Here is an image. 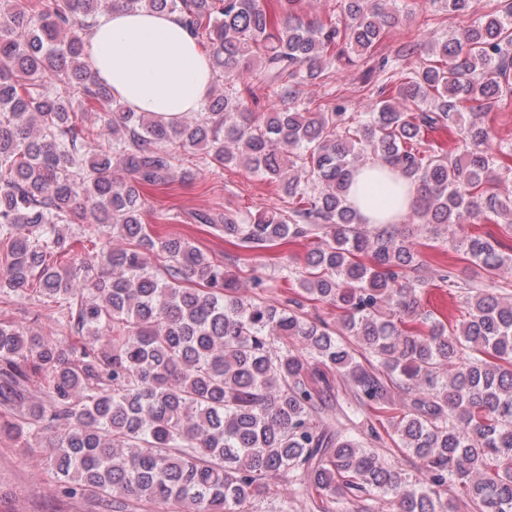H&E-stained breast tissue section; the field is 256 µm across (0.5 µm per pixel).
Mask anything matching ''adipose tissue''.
<instances>
[{
    "instance_id": "ef3b65f1",
    "label": "adipose tissue",
    "mask_w": 512,
    "mask_h": 512,
    "mask_svg": "<svg viewBox=\"0 0 512 512\" xmlns=\"http://www.w3.org/2000/svg\"><path fill=\"white\" fill-rule=\"evenodd\" d=\"M89 72L108 84L131 109L178 122L199 112L211 86L208 57L178 15L112 9L100 16L85 41ZM386 168L359 169L349 204L370 224H397L408 214L416 188L393 183Z\"/></svg>"
}]
</instances>
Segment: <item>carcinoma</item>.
Returning <instances> with one entry per match:
<instances>
[{
	"mask_svg": "<svg viewBox=\"0 0 512 512\" xmlns=\"http://www.w3.org/2000/svg\"><path fill=\"white\" fill-rule=\"evenodd\" d=\"M301 2L0 0V302L35 298L77 336L64 345L0 321V415L14 416L3 431L26 451L52 432L50 464L112 512H251L273 495L271 475L316 512H512V296L444 270L448 291L465 294L464 320L422 314L417 249L443 226L490 224L498 232L461 242L464 259L492 281L512 267V200L481 121L512 99V0L434 39L432 58L382 81L361 119L339 104L254 112L255 90L292 99L291 81L321 78L334 56L353 63L400 22L389 0H337L338 20H306ZM116 7L177 14L209 48L212 87L196 116L133 112L91 78L87 32ZM453 127L447 151L432 134ZM179 149L282 186V208L193 223L244 261L313 241L302 271L282 269L299 293L240 295L224 264L153 234L143 190L186 178ZM369 161L415 185L406 221L368 224L348 204ZM71 224L93 245L81 258ZM152 252L165 256L158 268ZM308 302L335 308L336 323ZM385 423L417 461L413 482L374 448Z\"/></svg>",
	"mask_w": 512,
	"mask_h": 512,
	"instance_id": "carcinoma-1",
	"label": "carcinoma"
}]
</instances>
